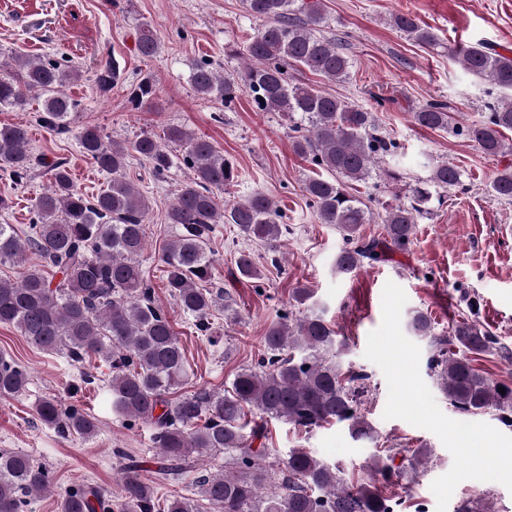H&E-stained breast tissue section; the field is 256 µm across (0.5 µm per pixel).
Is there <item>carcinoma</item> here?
Instances as JSON below:
<instances>
[{
  "mask_svg": "<svg viewBox=\"0 0 512 512\" xmlns=\"http://www.w3.org/2000/svg\"><path fill=\"white\" fill-rule=\"evenodd\" d=\"M242 4L248 16L262 21L243 46L249 63L234 75H221L213 62L204 60L190 73L193 91L227 107L245 92L257 109L279 112L294 122L293 152L328 173L306 179L303 192L320 223L335 225L343 236L336 273L350 274L407 251L431 189L458 186V168L423 162L429 168L427 179L409 188L408 203L386 209L381 237L365 240L360 228L370 215L348 185L370 179L385 164L399 163L397 143L380 131L372 112L313 84L291 80L290 72L306 70L342 81L352 67L341 43L321 34V0ZM391 26L425 47L440 46L432 28L410 14L391 15ZM160 43L155 29H139L141 56H155ZM455 56L467 74L505 95L486 103L482 119L468 126L455 125L448 103L439 99L413 112L414 123L463 135L486 154L512 151L504 136L512 131V57L482 44ZM16 60L9 74L0 72V108L23 111L30 101H38L39 124L51 134L75 133L80 152L109 180L88 198L74 185L66 163L52 162L45 169L49 186L33 204L27 232L21 235L15 225L0 223V266L19 265L30 252L42 261L15 281L0 276V324L14 326L32 346L73 365L92 359L107 363L112 370V412L129 425L141 420L151 426L160 477L185 479L198 463L224 455V463L212 471L190 476L191 493L169 498L162 506L155 499L154 482L143 476L139 465L130 464L123 469L118 498L83 484L64 494L61 512H396L397 489L407 473L429 461L431 449H410L397 464L394 449L377 448L369 459V481L354 483L340 466L305 448L268 463L271 451L254 447L266 432L264 418L284 419L305 430L345 422L353 440L375 438L371 423L358 411L369 376L340 362L347 343L314 309L313 289L303 284L293 289L292 299L305 307L304 313H282L272 321L261 358L236 373L227 389L201 387L178 394L188 378L185 350L155 304L140 263L146 249L143 221L151 201L125 177L128 156L134 152L147 161L157 178L178 164L188 170L167 210L166 221L176 233L164 244L162 260L170 297L200 333L211 332L217 306L207 287L215 270L207 245L217 225L232 224L246 240L273 253L280 247L285 213L261 192L219 202V195L231 194L236 186L237 168L207 138L181 126L167 127L161 137L143 130L127 146L97 126L73 130L78 103L63 87L80 78L78 70L53 58L18 54ZM118 75L114 60L100 63L99 92L109 94ZM156 98L151 77L130 84L128 100L134 108L153 112ZM35 163L28 128L0 125V170L21 183ZM490 189L492 197L512 201V168L498 173ZM235 266L247 279L264 277L250 249L237 252ZM57 274L61 279L54 286L50 276ZM410 327L435 348L430 371L452 407L464 416L493 412L512 426V386L491 381L474 365L475 356L496 349V336L464 317L452 322L448 335H438L422 311L412 317ZM29 384L26 368L0 357V397L22 395ZM35 411L62 436L89 440L98 432L83 410L56 399L38 401ZM48 484L47 470L29 455L0 450V512H23L27 497ZM454 512H492V505L485 497H465Z\"/></svg>",
  "mask_w": 512,
  "mask_h": 512,
  "instance_id": "carcinoma-1",
  "label": "carcinoma"
}]
</instances>
